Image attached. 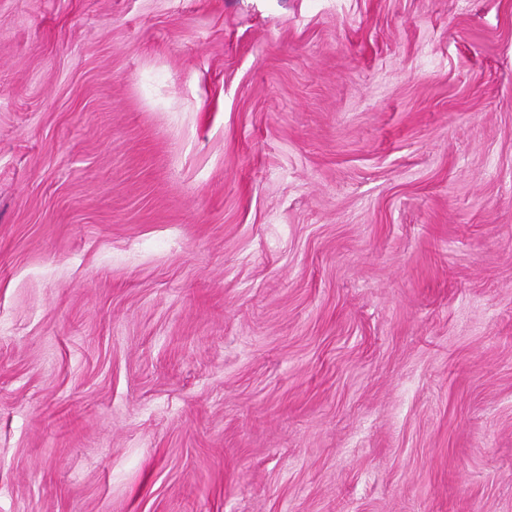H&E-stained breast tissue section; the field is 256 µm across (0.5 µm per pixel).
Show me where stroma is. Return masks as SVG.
Returning a JSON list of instances; mask_svg holds the SVG:
<instances>
[{
	"mask_svg": "<svg viewBox=\"0 0 512 512\" xmlns=\"http://www.w3.org/2000/svg\"><path fill=\"white\" fill-rule=\"evenodd\" d=\"M0 512H512V0H0Z\"/></svg>",
	"mask_w": 512,
	"mask_h": 512,
	"instance_id": "35a3bbf8",
	"label": "stroma"
}]
</instances>
